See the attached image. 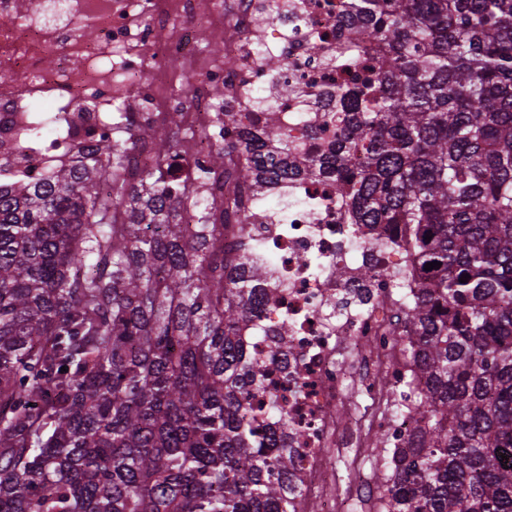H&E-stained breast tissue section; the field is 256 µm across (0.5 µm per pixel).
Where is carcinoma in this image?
Here are the masks:
<instances>
[{
  "label": "carcinoma",
  "mask_w": 512,
  "mask_h": 512,
  "mask_svg": "<svg viewBox=\"0 0 512 512\" xmlns=\"http://www.w3.org/2000/svg\"><path fill=\"white\" fill-rule=\"evenodd\" d=\"M345 8L362 78L326 92L336 141L300 167L256 97L192 178L190 140L120 112L126 138L98 136L96 161L3 178L0 512H294L292 452L246 404L267 370L242 331L271 269L217 245L246 215L199 204L224 177L251 194L334 180L346 223L412 257V294L402 268L358 269L392 282L424 385L394 399L422 428L381 458V512H512V0Z\"/></svg>",
  "instance_id": "1"
}]
</instances>
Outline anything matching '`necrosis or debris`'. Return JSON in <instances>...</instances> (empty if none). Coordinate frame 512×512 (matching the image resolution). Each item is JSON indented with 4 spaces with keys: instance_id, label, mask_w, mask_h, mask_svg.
<instances>
[{
    "instance_id": "1",
    "label": "necrosis or debris",
    "mask_w": 512,
    "mask_h": 512,
    "mask_svg": "<svg viewBox=\"0 0 512 512\" xmlns=\"http://www.w3.org/2000/svg\"><path fill=\"white\" fill-rule=\"evenodd\" d=\"M346 0H33L19 10L17 0H0V159L16 148L15 130L33 117L32 137L47 150L90 148L94 136L110 132L104 117L115 105L136 121L162 124L168 112L184 113L188 130L205 131L193 155L202 157L214 139L234 130L232 113L251 111L250 94L278 88L281 120L296 139V161L321 149L336 134L324 126L318 139L306 125H324L334 104L321 90L358 73L337 69L336 29ZM269 17L261 40L252 31L259 13ZM203 26L226 31L223 65L206 64L191 35ZM323 50L308 51L311 36ZM277 55L287 66L271 74L263 64ZM176 56L198 70L206 85L224 88L221 102L196 105L175 94L165 59ZM57 91L62 105L36 109L40 93ZM247 224L224 227V245L250 237L253 257L271 264L277 292L255 327L250 352L265 362L276 403L292 423L288 446L295 457L291 485L300 496L298 512H352L330 451L379 394V383H403L408 363L394 355L398 334L390 282L377 279L362 310H351L357 294L356 264L378 250L386 265L406 262L404 251L380 249L374 238L347 234L332 181H301L288 188V207L273 210L257 201ZM349 276L337 278V266ZM287 324L290 349L277 352L272 333Z\"/></svg>"
}]
</instances>
